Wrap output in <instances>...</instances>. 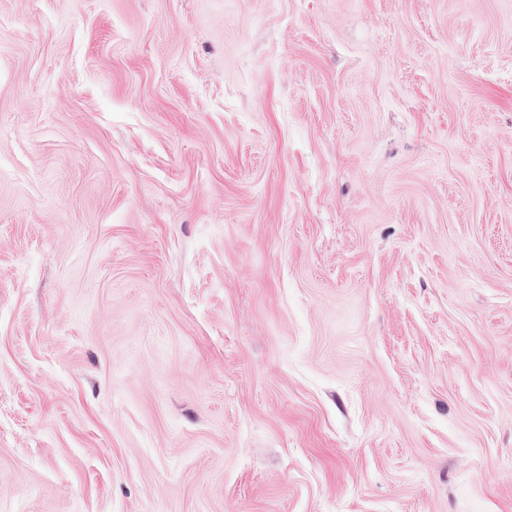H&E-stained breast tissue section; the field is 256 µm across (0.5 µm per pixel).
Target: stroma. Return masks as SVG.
Wrapping results in <instances>:
<instances>
[{"instance_id": "stroma-1", "label": "stroma", "mask_w": 512, "mask_h": 512, "mask_svg": "<svg viewBox=\"0 0 512 512\" xmlns=\"http://www.w3.org/2000/svg\"><path fill=\"white\" fill-rule=\"evenodd\" d=\"M0 512H512V0H0Z\"/></svg>"}]
</instances>
